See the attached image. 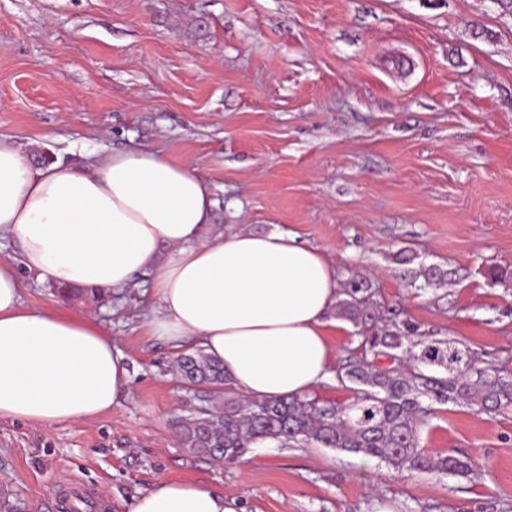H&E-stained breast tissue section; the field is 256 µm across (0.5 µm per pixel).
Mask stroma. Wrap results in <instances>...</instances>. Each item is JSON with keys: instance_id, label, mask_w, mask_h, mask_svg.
Returning a JSON list of instances; mask_svg holds the SVG:
<instances>
[{"instance_id": "stroma-1", "label": "stroma", "mask_w": 512, "mask_h": 512, "mask_svg": "<svg viewBox=\"0 0 512 512\" xmlns=\"http://www.w3.org/2000/svg\"><path fill=\"white\" fill-rule=\"evenodd\" d=\"M0 139L56 161L145 146L212 187L215 230L291 232L341 286L370 283L379 319L464 342L512 380V8L500 0H0ZM412 263L396 261L400 251ZM447 284L412 287L421 268ZM25 307L93 310L128 356L111 412L49 428L0 420V512H57L83 484L91 512H129L158 479L194 481L238 512H512V407L436 405V453L469 478L400 475L331 448L258 443L225 464L172 422L190 398L176 351L148 335L146 278L108 302H61L21 274ZM337 375L359 328L327 327Z\"/></svg>"}]
</instances>
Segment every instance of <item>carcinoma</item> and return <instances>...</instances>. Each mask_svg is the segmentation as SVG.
I'll return each instance as SVG.
<instances>
[{
	"mask_svg": "<svg viewBox=\"0 0 512 512\" xmlns=\"http://www.w3.org/2000/svg\"><path fill=\"white\" fill-rule=\"evenodd\" d=\"M427 285L442 284L448 272L430 266L419 272ZM363 284L338 301L336 315L365 328L362 347L374 356L400 358L406 367L381 368L355 356L337 375L354 392L347 405L321 404L315 398L260 401L238 395L226 382L224 365L202 351L176 359L180 377L197 386L191 391L196 408L175 419L182 447L189 452L232 463L255 443L314 445L378 458L398 472L466 478L474 460L466 454H439L421 446L419 428L432 414V403L465 401L484 412L512 405V382L492 365H476L461 341L413 337L396 322L378 326L364 301L355 297ZM67 298L107 299L103 289L59 287Z\"/></svg>",
	"mask_w": 512,
	"mask_h": 512,
	"instance_id": "carcinoma-1",
	"label": "carcinoma"
}]
</instances>
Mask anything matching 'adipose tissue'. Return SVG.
<instances>
[{
  "mask_svg": "<svg viewBox=\"0 0 512 512\" xmlns=\"http://www.w3.org/2000/svg\"><path fill=\"white\" fill-rule=\"evenodd\" d=\"M210 184L188 165L140 147L84 165L34 162L0 140V419L50 427L111 411L127 357L89 314L23 308L18 268L57 286L123 289L147 276L150 335L193 342L246 397L309 395L327 380L336 269L285 232L211 233ZM129 512H238L193 481L162 479Z\"/></svg>",
  "mask_w": 512,
  "mask_h": 512,
  "instance_id": "obj_1",
  "label": "adipose tissue"
}]
</instances>
